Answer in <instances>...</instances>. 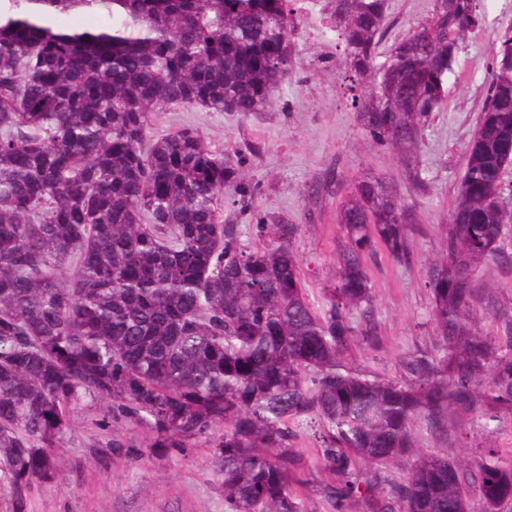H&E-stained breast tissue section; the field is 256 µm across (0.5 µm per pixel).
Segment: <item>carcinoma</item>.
<instances>
[{"instance_id":"cac0c4a2","label":"carcinoma","mask_w":512,"mask_h":512,"mask_svg":"<svg viewBox=\"0 0 512 512\" xmlns=\"http://www.w3.org/2000/svg\"><path fill=\"white\" fill-rule=\"evenodd\" d=\"M292 0H0V490L60 470L50 449L83 399L143 424L156 448L211 449L224 512H307L296 430H314L329 512H501L512 459L475 447L477 474L421 452L412 429L463 415L512 419V332L478 325L479 267L512 223V53L492 45L445 254L431 266L439 344L404 356L402 379L347 362L375 335L366 258L411 251L414 211L389 181H353L334 279L314 307L295 224H257L250 249L224 223L243 176L201 135H150L157 110L260 112L293 65ZM386 0H334L343 81L365 139L407 165L448 99L478 0H435L391 46ZM76 16L98 17L77 28ZM414 459L407 476L387 469Z\"/></svg>"}]
</instances>
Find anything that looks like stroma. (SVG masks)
<instances>
[{
    "label": "stroma",
    "mask_w": 512,
    "mask_h": 512,
    "mask_svg": "<svg viewBox=\"0 0 512 512\" xmlns=\"http://www.w3.org/2000/svg\"><path fill=\"white\" fill-rule=\"evenodd\" d=\"M332 6V0H315L312 7L289 14L297 62L270 108L244 115L167 106L151 133L191 128L212 151L241 162L255 192L250 208L243 210L236 189L225 188L219 202L225 222L236 225L242 243L254 249L266 243L254 225L280 220L298 225L294 251L308 298L317 306L324 283L336 272L343 182L364 175L393 178L419 217L412 255L399 263L380 248L367 258L377 336L374 343L353 346L349 359L399 379L406 353L436 344L429 271L445 251L443 226L457 195L465 146L483 107L490 47L501 29L512 26V0H480L483 28L466 40L455 66L459 79L443 110L425 125L415 179L390 150L361 135L342 83L345 57L335 33L309 32L317 22L333 24ZM432 8L433 0H388L387 41L403 37ZM477 278L480 325L488 335L505 336L512 329V223L504 230L500 259L482 266ZM413 433L421 451L453 459L469 457L472 445L481 442L498 448L502 457L512 456V421L486 434L459 418L441 436L421 421ZM154 439L142 425L106 416L101 402L83 400L53 447L64 468L27 493L24 509L16 508L10 493L0 492V512H224L222 478L209 448L200 444L168 454L154 447Z\"/></svg>",
    "instance_id": "stroma-1"
}]
</instances>
